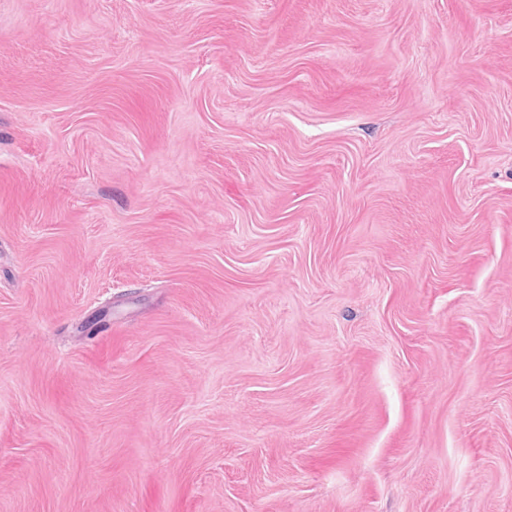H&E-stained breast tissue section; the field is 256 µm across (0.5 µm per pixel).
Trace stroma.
<instances>
[{
	"instance_id": "stroma-1",
	"label": "stroma",
	"mask_w": 512,
	"mask_h": 512,
	"mask_svg": "<svg viewBox=\"0 0 512 512\" xmlns=\"http://www.w3.org/2000/svg\"><path fill=\"white\" fill-rule=\"evenodd\" d=\"M0 512H512V0H0Z\"/></svg>"
}]
</instances>
